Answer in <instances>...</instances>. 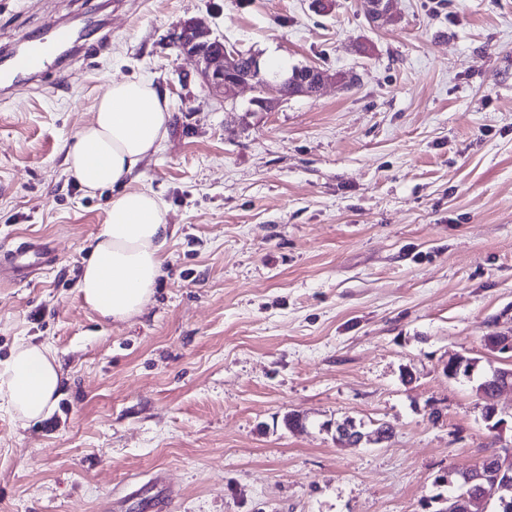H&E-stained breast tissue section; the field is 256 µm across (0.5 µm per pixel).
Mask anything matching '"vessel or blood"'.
Wrapping results in <instances>:
<instances>
[{
  "label": "vessel or blood",
  "mask_w": 512,
  "mask_h": 512,
  "mask_svg": "<svg viewBox=\"0 0 512 512\" xmlns=\"http://www.w3.org/2000/svg\"><path fill=\"white\" fill-rule=\"evenodd\" d=\"M73 40V33L65 26L55 27L46 37L30 38L23 51L0 60V85L13 90L49 69L56 58V48ZM16 267L36 270L39 263L49 262L48 251L33 242L20 243L13 252Z\"/></svg>",
  "instance_id": "1"
}]
</instances>
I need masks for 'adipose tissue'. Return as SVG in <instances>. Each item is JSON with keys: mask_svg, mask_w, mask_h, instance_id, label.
Here are the masks:
<instances>
[{"mask_svg": "<svg viewBox=\"0 0 512 512\" xmlns=\"http://www.w3.org/2000/svg\"><path fill=\"white\" fill-rule=\"evenodd\" d=\"M170 120L169 100L150 80L133 76L111 82L66 155L68 172L86 193L121 188L79 279L85 304L106 319L141 313L164 274L174 230L166 203L139 184L137 170L167 139ZM63 382L50 345L19 341L0 362V410L23 421L46 417Z\"/></svg>", "mask_w": 512, "mask_h": 512, "instance_id": "adipose-tissue-1", "label": "adipose tissue"}]
</instances>
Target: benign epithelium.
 Returning <instances> with one entry per match:
<instances>
[{
	"instance_id": "obj_1",
	"label": "benign epithelium",
	"mask_w": 512,
	"mask_h": 512,
	"mask_svg": "<svg viewBox=\"0 0 512 512\" xmlns=\"http://www.w3.org/2000/svg\"><path fill=\"white\" fill-rule=\"evenodd\" d=\"M368 3V18L371 22L390 15L392 0H368ZM169 42L179 53L196 61V73L201 84L215 97L222 99L228 90L248 85L255 92L251 104L260 112L271 110L286 98L283 93L284 82L276 77H266L257 55H250L248 63H243V55L235 46L224 42V37L214 34L197 19L184 21L170 35ZM308 70L310 77L295 87L294 95L312 96L328 80V75L321 69L310 66ZM484 342L500 354H512V335L487 336ZM445 371L451 378L471 376V370L462 356L448 362ZM511 388L512 368L496 370L493 396L496 397L501 391ZM460 477L471 484L469 493L464 496L454 493L446 497L440 496V512H485L489 497L495 494L499 495V506L503 512H512V473L478 465L464 473L457 470L447 473L441 484L453 489Z\"/></svg>"
}]
</instances>
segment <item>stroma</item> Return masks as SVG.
Wrapping results in <instances>:
<instances>
[{
	"mask_svg": "<svg viewBox=\"0 0 512 512\" xmlns=\"http://www.w3.org/2000/svg\"><path fill=\"white\" fill-rule=\"evenodd\" d=\"M0 0V48L54 24L65 64L0 95V361L50 344L53 412H0V512H436V476L512 450V390L489 427L473 382L512 334V0ZM190 18L284 69L352 72L256 111L220 102L169 36ZM166 93L169 136L140 167L176 232L142 314L77 288L112 190L67 172L112 80ZM304 426L290 430L287 414ZM352 418L388 442L345 446ZM12 254L16 267L31 271H36L39 263L50 262L51 258L45 248L33 242H21Z\"/></svg>",
	"mask_w": 512,
	"mask_h": 512,
	"instance_id": "stroma-1",
	"label": "stroma"
}]
</instances>
